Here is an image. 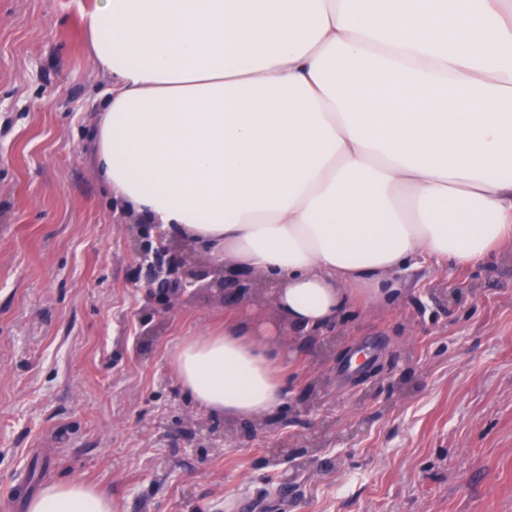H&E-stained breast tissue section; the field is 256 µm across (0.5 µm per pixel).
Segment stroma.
Segmentation results:
<instances>
[{"label": "stroma", "instance_id": "35a3bbf8", "mask_svg": "<svg viewBox=\"0 0 512 512\" xmlns=\"http://www.w3.org/2000/svg\"><path fill=\"white\" fill-rule=\"evenodd\" d=\"M93 0H0V512L52 480L113 512H512V245L420 263L389 304L291 342L263 425L199 411L172 348L263 304H177L139 277L92 131ZM369 350L373 378L348 375ZM280 448H307L290 469Z\"/></svg>", "mask_w": 512, "mask_h": 512}]
</instances>
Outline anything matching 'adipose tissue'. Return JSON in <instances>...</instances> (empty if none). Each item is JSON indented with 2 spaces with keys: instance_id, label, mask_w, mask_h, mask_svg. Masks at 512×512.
I'll list each match as a JSON object with an SVG mask.
<instances>
[{
  "instance_id": "obj_1",
  "label": "adipose tissue",
  "mask_w": 512,
  "mask_h": 512,
  "mask_svg": "<svg viewBox=\"0 0 512 512\" xmlns=\"http://www.w3.org/2000/svg\"><path fill=\"white\" fill-rule=\"evenodd\" d=\"M84 21L114 201L271 288L272 321L173 348L206 413L276 412L293 332L512 239V0H94ZM26 512L112 499L56 480Z\"/></svg>"
}]
</instances>
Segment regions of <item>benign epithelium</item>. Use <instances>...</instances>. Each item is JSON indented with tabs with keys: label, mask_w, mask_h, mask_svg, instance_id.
I'll list each match as a JSON object with an SVG mask.
<instances>
[{
	"label": "benign epithelium",
	"mask_w": 512,
	"mask_h": 512,
	"mask_svg": "<svg viewBox=\"0 0 512 512\" xmlns=\"http://www.w3.org/2000/svg\"><path fill=\"white\" fill-rule=\"evenodd\" d=\"M143 242L136 252L137 269L159 291L178 299L184 294H194L202 288L215 289L223 295L224 302H241L258 297L257 284L249 279H230L224 270L191 259L190 246L168 237L160 225L152 224L140 231Z\"/></svg>",
	"instance_id": "7a95c632"
}]
</instances>
